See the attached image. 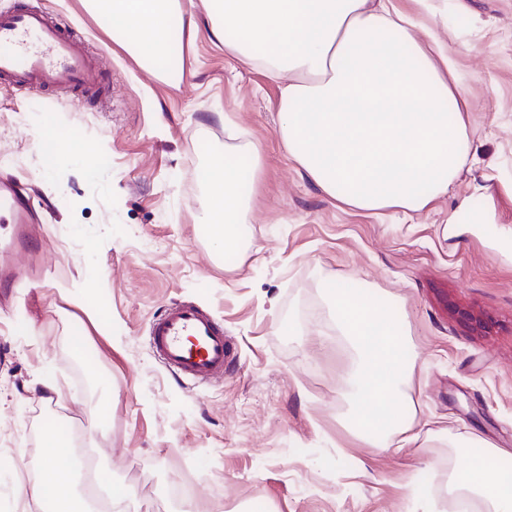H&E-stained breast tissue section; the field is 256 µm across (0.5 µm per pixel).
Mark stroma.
<instances>
[{"label": "stroma", "mask_w": 512, "mask_h": 512, "mask_svg": "<svg viewBox=\"0 0 512 512\" xmlns=\"http://www.w3.org/2000/svg\"><path fill=\"white\" fill-rule=\"evenodd\" d=\"M29 2L105 77L93 95L0 84V178L18 183L42 227L0 308V500L32 512L17 483L39 477L44 437L70 430L137 490L138 512H182L171 495L182 481L195 486L193 512H449L448 472L467 465L454 438L512 452V0H400L448 51L469 150L447 193L380 217L330 197L289 158L280 82L225 57L206 25L183 41L182 78L163 80L83 0ZM53 126L69 137L57 154L40 138ZM250 141L263 162L244 247L228 258L203 222L196 172ZM328 274L398 311L414 428L443 421L451 438L382 450L342 424L353 353L323 297ZM63 288L89 293L101 320ZM175 302L223 325V379L178 380L154 358L149 325Z\"/></svg>", "instance_id": "obj_1"}]
</instances>
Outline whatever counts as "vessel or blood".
<instances>
[{
  "label": "vessel or blood",
  "mask_w": 512,
  "mask_h": 512,
  "mask_svg": "<svg viewBox=\"0 0 512 512\" xmlns=\"http://www.w3.org/2000/svg\"><path fill=\"white\" fill-rule=\"evenodd\" d=\"M0 80L19 90L66 86L91 91L100 85L101 71L82 44L63 33L46 12L25 5L0 10ZM0 212L14 226L11 248L31 249L30 214L5 183H0ZM149 342L166 369L187 379L223 377L230 356L223 327L186 302L168 305L153 320Z\"/></svg>",
  "instance_id": "vessel-or-blood-1"
}]
</instances>
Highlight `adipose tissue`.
I'll return each instance as SVG.
<instances>
[{"label": "adipose tissue", "mask_w": 512, "mask_h": 512, "mask_svg": "<svg viewBox=\"0 0 512 512\" xmlns=\"http://www.w3.org/2000/svg\"><path fill=\"white\" fill-rule=\"evenodd\" d=\"M142 68L181 58L186 32L205 21L224 54L282 81V145L328 195L369 212L420 210L447 191L468 153L467 108L448 56L420 37L423 24L397 0H87ZM262 164L260 144L215 156L200 174L205 214L225 256L242 249L240 226ZM336 323L357 353L348 378L352 424L372 441L415 442L401 386L404 341L381 301L325 277ZM43 475L20 494L43 512H80L59 436H48ZM502 449L478 442L445 489L512 512V471Z\"/></svg>", "instance_id": "obj_1"}]
</instances>
